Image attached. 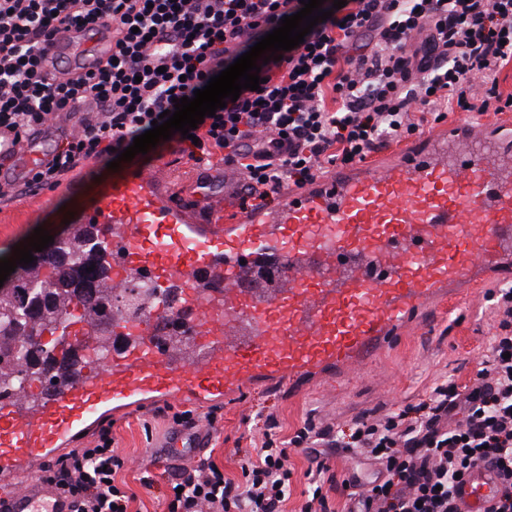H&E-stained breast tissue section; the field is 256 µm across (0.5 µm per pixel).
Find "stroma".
<instances>
[{
    "label": "stroma",
    "instance_id": "35a3bbf8",
    "mask_svg": "<svg viewBox=\"0 0 512 512\" xmlns=\"http://www.w3.org/2000/svg\"><path fill=\"white\" fill-rule=\"evenodd\" d=\"M113 175L103 160L78 166L74 172L77 189L47 193V205L32 223L22 219L19 203L1 206L0 258L11 257L15 246L32 235L35 227H43L53 236L61 235L66 229L64 221L79 204L81 195L111 182ZM503 285L500 277H491L484 286L465 294L454 308L427 313L422 329L404 336L391 351L368 361L357 374H327L298 395L284 387L256 385L240 396L203 406V413L216 418L215 428L206 431L204 448L179 455L164 450L166 441L180 432L172 417L185 411L182 403L160 401L112 418L117 446L133 463L126 473L130 488L137 494L131 505L133 512H163L168 467L191 462L206 449L223 464L226 476L239 477L240 470L229 452L236 448L249 450L267 417H274L275 431L282 436L292 434L310 417L343 426L364 414L417 403L443 376L452 374L459 381L468 380L494 332L486 292ZM153 455L160 456L161 462L152 468L154 487L147 490L139 482V465Z\"/></svg>",
    "mask_w": 512,
    "mask_h": 512
}]
</instances>
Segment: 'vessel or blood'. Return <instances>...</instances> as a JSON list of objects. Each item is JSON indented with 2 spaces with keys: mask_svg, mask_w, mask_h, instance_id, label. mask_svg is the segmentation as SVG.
Listing matches in <instances>:
<instances>
[{
  "mask_svg": "<svg viewBox=\"0 0 512 512\" xmlns=\"http://www.w3.org/2000/svg\"><path fill=\"white\" fill-rule=\"evenodd\" d=\"M112 54V29L71 28L44 66L56 79ZM54 130L15 141L0 133V182L23 181L54 148ZM465 141L463 154L449 143ZM512 123L443 124L433 140L377 153L290 191L265 210L237 204L233 179L212 189L176 164L133 166L86 203L117 264L181 302L154 314L200 322L181 353L140 326L118 323L121 348L96 354L76 380L31 402L0 404V479L13 493L0 512H70L38 464L71 445L107 411L158 398L206 401L257 380L297 389L313 374L358 373L418 313L446 309L483 271L512 268ZM496 474L477 469L461 491L465 512H488Z\"/></svg>",
  "mask_w": 512,
  "mask_h": 512,
  "instance_id": "vessel-or-blood-1",
  "label": "vessel or blood"
}]
</instances>
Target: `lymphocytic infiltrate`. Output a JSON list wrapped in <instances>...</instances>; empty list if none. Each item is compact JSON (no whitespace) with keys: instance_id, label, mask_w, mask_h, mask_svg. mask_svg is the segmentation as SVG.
Segmentation results:
<instances>
[{"instance_id":"lymphocytic-infiltrate-1","label":"lymphocytic infiltrate","mask_w":512,"mask_h":512,"mask_svg":"<svg viewBox=\"0 0 512 512\" xmlns=\"http://www.w3.org/2000/svg\"><path fill=\"white\" fill-rule=\"evenodd\" d=\"M300 0H0V131L39 133L50 117L77 131L23 182L0 184V205L59 186L80 163L123 152L153 120L193 96L247 48L296 14ZM112 26V55L58 81L42 68L71 27ZM512 65V0H346L302 44L262 65L264 82L172 142L196 162L223 153L243 173V200L266 201L423 133L460 110L512 111L498 75ZM495 332L467 381L448 376L418 404L356 418L336 430L305 420L288 438L264 431L240 455V478L212 456L170 472L164 512H287L289 451L315 461L297 512H460L461 476L479 465L503 481L490 512H512V287L490 292ZM104 430L43 468L72 496V512H131L129 460ZM373 472L340 480L333 450ZM344 505L335 508L333 492Z\"/></svg>"}]
</instances>
